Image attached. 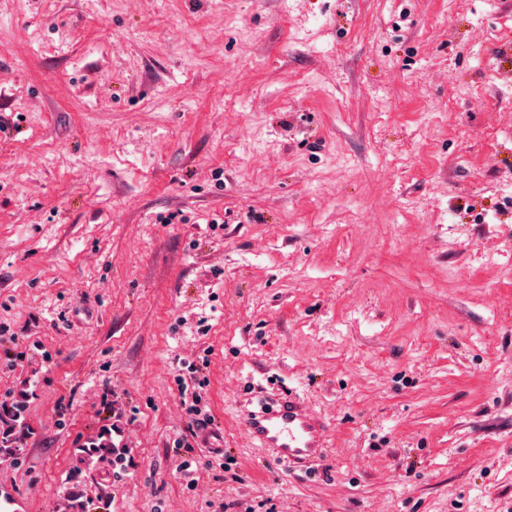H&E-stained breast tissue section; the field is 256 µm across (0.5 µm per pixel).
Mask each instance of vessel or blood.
<instances>
[{"instance_id":"1","label":"vessel or blood","mask_w":512,"mask_h":512,"mask_svg":"<svg viewBox=\"0 0 512 512\" xmlns=\"http://www.w3.org/2000/svg\"><path fill=\"white\" fill-rule=\"evenodd\" d=\"M242 424L256 447L270 450L284 461L306 463L328 451L326 424L289 391L246 411Z\"/></svg>"}]
</instances>
